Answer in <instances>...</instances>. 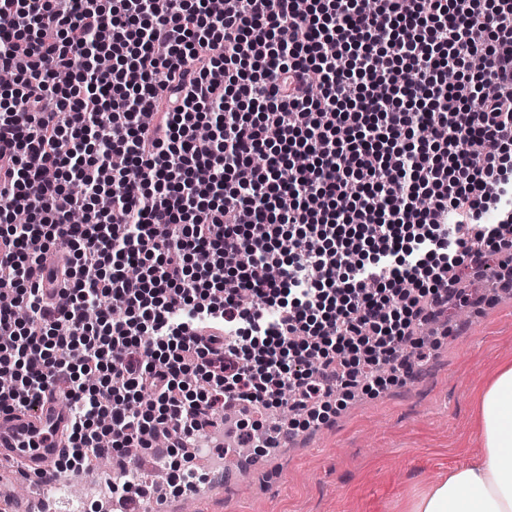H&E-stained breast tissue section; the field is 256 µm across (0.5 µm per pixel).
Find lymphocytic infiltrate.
I'll use <instances>...</instances> for the list:
<instances>
[{
  "label": "lymphocytic infiltrate",
  "mask_w": 512,
  "mask_h": 512,
  "mask_svg": "<svg viewBox=\"0 0 512 512\" xmlns=\"http://www.w3.org/2000/svg\"><path fill=\"white\" fill-rule=\"evenodd\" d=\"M413 2L0 0V406L65 386L62 470L161 433L192 488L215 407L324 423L512 279V0Z\"/></svg>",
  "instance_id": "1"
}]
</instances>
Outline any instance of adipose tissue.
<instances>
[{
	"label": "adipose tissue",
	"instance_id": "1",
	"mask_svg": "<svg viewBox=\"0 0 512 512\" xmlns=\"http://www.w3.org/2000/svg\"><path fill=\"white\" fill-rule=\"evenodd\" d=\"M473 394L480 453L412 499L408 512H512V358Z\"/></svg>",
	"mask_w": 512,
	"mask_h": 512
}]
</instances>
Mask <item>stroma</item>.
Here are the masks:
<instances>
[{
  "label": "stroma",
  "mask_w": 512,
  "mask_h": 512,
  "mask_svg": "<svg viewBox=\"0 0 512 512\" xmlns=\"http://www.w3.org/2000/svg\"><path fill=\"white\" fill-rule=\"evenodd\" d=\"M473 285L479 301L449 306L412 377L376 395L352 390L326 423L194 496L199 512H403L477 454L473 389L512 357V288L485 276Z\"/></svg>",
  "instance_id": "stroma-1"
}]
</instances>
